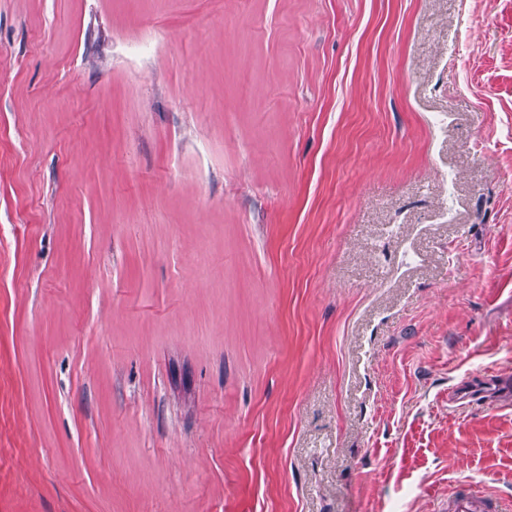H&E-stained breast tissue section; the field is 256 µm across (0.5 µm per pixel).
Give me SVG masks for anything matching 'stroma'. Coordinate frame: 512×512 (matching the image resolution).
<instances>
[{
    "instance_id": "35a3bbf8",
    "label": "stroma",
    "mask_w": 512,
    "mask_h": 512,
    "mask_svg": "<svg viewBox=\"0 0 512 512\" xmlns=\"http://www.w3.org/2000/svg\"><path fill=\"white\" fill-rule=\"evenodd\" d=\"M512 0H0V512L512 500Z\"/></svg>"
}]
</instances>
